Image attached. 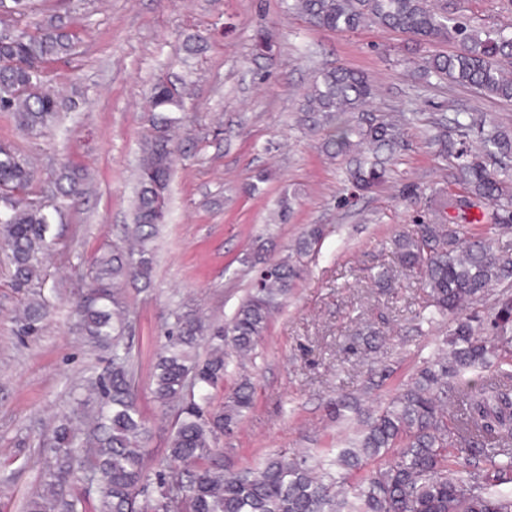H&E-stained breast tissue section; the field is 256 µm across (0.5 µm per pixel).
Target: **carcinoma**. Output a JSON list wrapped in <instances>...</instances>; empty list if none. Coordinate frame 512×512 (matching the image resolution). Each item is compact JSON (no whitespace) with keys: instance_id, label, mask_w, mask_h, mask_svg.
<instances>
[{"instance_id":"1","label":"carcinoma","mask_w":512,"mask_h":512,"mask_svg":"<svg viewBox=\"0 0 512 512\" xmlns=\"http://www.w3.org/2000/svg\"><path fill=\"white\" fill-rule=\"evenodd\" d=\"M35 0H0V112L19 127L41 131L52 125L65 99L46 89L45 64L68 55L75 36L63 17L27 24ZM286 11L327 31H350L371 24L409 33L421 41H448L453 50L433 55L423 75L475 88L484 96L512 102V77L501 62L512 60V33L485 29L429 0H284ZM275 42L260 31L255 55L267 58ZM375 85L345 67L317 71L303 92L302 121L324 133L333 157L350 160L349 181L359 192L381 185L387 158L402 138L399 120L368 113ZM185 87L157 81L149 96L152 134L141 148L138 187L129 239L134 246L114 249L95 263L92 287L78 305L81 330L110 349L112 367L88 382L97 396L92 431L68 421L55 426L57 458L80 454L82 480L97 486L96 512H512V253L492 250L481 234L461 236L448 222L512 224V130L454 119L459 136L476 134L477 146L455 147L448 132L437 139L439 154L456 160L458 190L439 195L435 219L415 225L393 241L401 267L414 272L427 290L431 324L456 316L445 339L447 349L424 365L385 405L363 421L358 437L332 464L340 477L324 470L308 452L281 451L261 466L239 471L219 463L218 440L254 404V386L243 378L224 407L212 406V391L224 382L226 349L238 357L253 351L265 336L299 276L288 260L263 263L252 292L227 326H213L193 309L179 308L165 330V354L153 367L151 393L162 408L177 409L174 432L157 467L146 464L147 420L138 406L128 318L120 297L122 283L147 287L152 276L150 242L164 222L173 164L170 113L184 104ZM29 161L0 146V237L11 250L15 278L26 286L49 250V200L31 204L19 192L32 182ZM322 237L314 226L296 243L308 254ZM499 289L496 311L486 318L476 305ZM46 303L29 304L24 329L37 330ZM206 342L208 351L197 349ZM486 371L482 376L478 371ZM468 373L475 380H465ZM455 411L448 414L447 405ZM349 485L353 498L342 494ZM27 512H78L77 503L53 491L27 502Z\"/></svg>"}]
</instances>
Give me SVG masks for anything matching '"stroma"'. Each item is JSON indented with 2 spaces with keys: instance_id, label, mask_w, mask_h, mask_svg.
<instances>
[{
  "instance_id": "obj_1",
  "label": "stroma",
  "mask_w": 512,
  "mask_h": 512,
  "mask_svg": "<svg viewBox=\"0 0 512 512\" xmlns=\"http://www.w3.org/2000/svg\"><path fill=\"white\" fill-rule=\"evenodd\" d=\"M448 6L474 23L512 30V0ZM36 7L42 20L65 16L77 36L73 56L49 65L50 87L70 107L37 134L0 112V143L34 162L30 200L43 199L64 166L82 196L58 198L62 220L51 227L39 278L27 286L16 287L11 252L0 244V512H24L45 490L59 416L80 429L90 423L77 399L85 378L103 373L109 361L83 336L74 303L90 286L94 260L124 243L140 147L151 132L148 90L166 75L187 89L171 130L167 214L151 286L121 288L140 407L151 426L146 462L153 467L165 456L172 431L150 394L172 311L188 302L211 322H228L256 273L248 257L287 258L312 224L323 236L303 257L291 295L250 358H231L213 403L222 405L241 377L255 386L252 409L219 442L225 468H254L280 450L325 456L343 447L358 419L332 414L336 396L357 397L366 411L388 402L436 356L448 332L444 321L419 328L426 293L416 278L402 277L391 291L373 282L396 262L393 237L430 220L433 197L454 182L452 160L429 138L458 112L512 127V103L420 79L422 57L448 52V43L421 47L411 35L373 25L315 29L286 12L282 0H37ZM260 29L277 42L268 59L254 56ZM337 66L374 80V114L407 118L386 182L357 197L345 160L329 158L322 135L300 121L301 94L314 72ZM285 192L294 204L282 224L277 201ZM41 296L52 302L49 313L36 333H24L18 313ZM368 325L383 333L372 349L360 338ZM373 367L391 374L371 389Z\"/></svg>"
}]
</instances>
